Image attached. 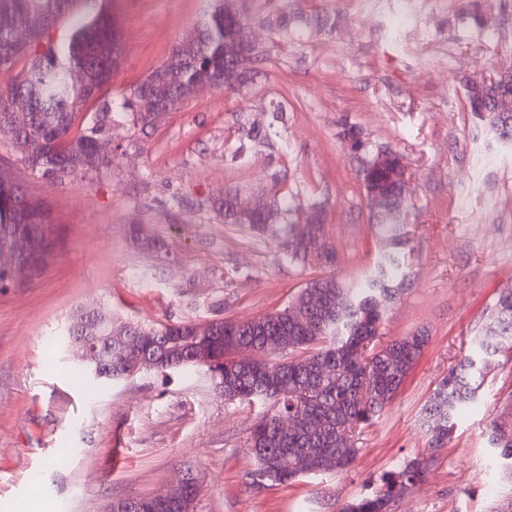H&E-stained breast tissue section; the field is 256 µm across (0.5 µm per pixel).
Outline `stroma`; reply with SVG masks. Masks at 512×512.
<instances>
[{
	"label": "stroma",
	"instance_id": "35a3bbf8",
	"mask_svg": "<svg viewBox=\"0 0 512 512\" xmlns=\"http://www.w3.org/2000/svg\"><path fill=\"white\" fill-rule=\"evenodd\" d=\"M470 0H244L264 59L231 95L203 91L151 125L113 118L107 166L65 179L15 164L50 211L57 246L43 270L0 290V512H104L151 496L184 466L200 480L194 512H338L411 458L425 481L391 512H512V479L486 427L512 428V351L490 356L474 404L434 449L422 409L469 352L499 294L512 290V146L469 107L466 78L512 72V0L479 38ZM122 53L102 100L119 103L193 34L209 0H105ZM303 16L283 41L269 13ZM278 133L251 138L255 125ZM356 128L369 151L405 169L403 292L383 341L429 343L391 403L355 432L349 468L254 489L250 437L260 405L229 402L205 370L94 379L65 334L98 311L148 325L277 309L323 275L283 260L275 237L228 224L224 193L324 210L336 275L359 282L387 243L370 219Z\"/></svg>",
	"mask_w": 512,
	"mask_h": 512
}]
</instances>
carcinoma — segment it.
Wrapping results in <instances>:
<instances>
[{
	"mask_svg": "<svg viewBox=\"0 0 512 512\" xmlns=\"http://www.w3.org/2000/svg\"><path fill=\"white\" fill-rule=\"evenodd\" d=\"M79 0H0V68H11L19 60L34 56L22 70L11 89L0 93V146L15 150L33 137L46 143V151L25 162L30 172L41 175H84L103 163L94 142L111 121L112 108L104 103L101 117L80 133L74 127L80 110L112 82V74L121 54L120 33L110 14L103 9L87 13L74 22L70 33L58 42L46 41L50 30L63 15L71 12ZM34 16L42 18L44 29L26 48L16 41L19 29ZM269 26L283 40L291 38L297 28L288 26V18H267ZM224 10L216 4L199 21L201 37L189 51L173 48L165 61L169 83L156 95L157 111L169 112L195 93L204 81L224 83V70L239 67L250 71L258 52L245 59L224 57ZM43 50H38V47ZM83 73L74 82L72 73ZM502 140L512 142V81L505 86L486 87L484 105L477 113ZM377 154L366 161L363 181L378 189L386 200L383 211L372 214L381 236L390 245L398 244L404 234L401 224L403 199L398 194V177L404 173L401 156L393 152L378 167ZM238 194L224 196V223L245 224L266 231L277 222H288V201L272 207L270 214L247 217L237 207ZM18 232L27 235L32 248L26 261L41 270L45 266L53 240L48 211L29 200L23 186L0 172V288L12 287L10 271L15 257L9 241ZM283 257L304 265L330 267L336 257L322 240V225H310L307 242L299 248L286 236L281 241ZM401 260L395 250L382 254L375 271L359 286H349L332 274L315 278L303 288L299 297L307 309L303 326L288 331L287 349L274 373L247 370L232 365L226 328L248 343L258 344L260 334L252 323L220 321L211 327L210 346L223 359V373L213 375V368L193 359L200 323L176 322L159 327H145L111 319L94 328L99 337L122 332L136 336L151 347L155 358L148 371L166 375L184 366L195 365L224 383L227 401L260 403L264 410L254 425L251 447L255 468L251 484H288L303 475L317 473L319 463L298 469H285L282 451L288 450L302 459L309 448H323L336 458L339 470L354 461L355 430L379 415L397 393L396 376L408 374L422 355L429 336L419 331L410 336L378 343L379 327L384 314L401 291ZM485 331L475 337V350L461 359L437 384L423 408L431 444L442 448L452 437L459 412L478 396L481 378L487 369V357L499 349L512 348V291L500 294L488 316ZM130 353L112 350V379L124 378ZM328 364V371L318 372V363ZM293 416L296 426L288 431L278 428L280 420ZM493 448L506 461L512 475V430L493 425L490 432ZM426 461L415 457L398 470L385 474L374 494L347 502L340 512H390L393 499L403 487L423 480Z\"/></svg>",
	"mask_w": 512,
	"mask_h": 512,
	"instance_id": "obj_1",
	"label": "carcinoma"
}]
</instances>
